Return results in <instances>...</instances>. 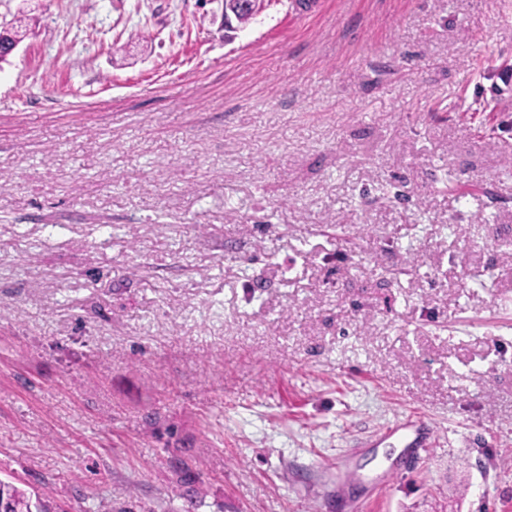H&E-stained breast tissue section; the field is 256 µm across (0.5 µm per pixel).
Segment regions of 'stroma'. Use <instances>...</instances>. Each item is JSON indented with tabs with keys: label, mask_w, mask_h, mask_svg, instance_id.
Instances as JSON below:
<instances>
[{
	"label": "stroma",
	"mask_w": 512,
	"mask_h": 512,
	"mask_svg": "<svg viewBox=\"0 0 512 512\" xmlns=\"http://www.w3.org/2000/svg\"><path fill=\"white\" fill-rule=\"evenodd\" d=\"M0 480L51 512H512V0H0Z\"/></svg>",
	"instance_id": "obj_1"
}]
</instances>
